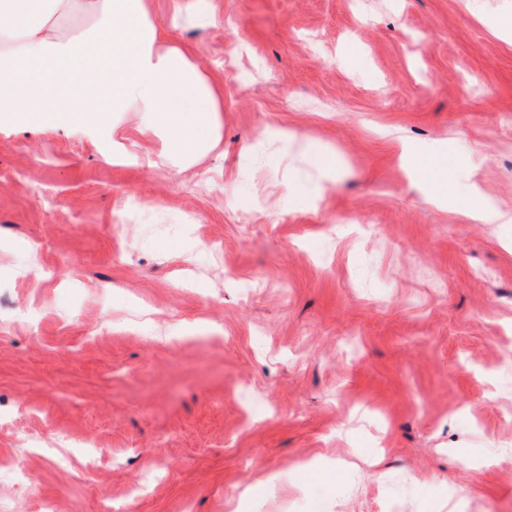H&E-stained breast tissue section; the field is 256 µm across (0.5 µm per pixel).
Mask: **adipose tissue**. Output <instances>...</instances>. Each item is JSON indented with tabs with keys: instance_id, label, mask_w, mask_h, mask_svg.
I'll return each instance as SVG.
<instances>
[{
	"instance_id": "adipose-tissue-1",
	"label": "adipose tissue",
	"mask_w": 512,
	"mask_h": 512,
	"mask_svg": "<svg viewBox=\"0 0 512 512\" xmlns=\"http://www.w3.org/2000/svg\"><path fill=\"white\" fill-rule=\"evenodd\" d=\"M175 38V27L149 22L146 0H0V124L105 130L112 113L136 112L171 153L192 160L213 138L218 94ZM401 153L426 203L460 207L479 224H512L478 187L459 199L443 157L409 144Z\"/></svg>"
}]
</instances>
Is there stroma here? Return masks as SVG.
Wrapping results in <instances>:
<instances>
[{
  "mask_svg": "<svg viewBox=\"0 0 512 512\" xmlns=\"http://www.w3.org/2000/svg\"><path fill=\"white\" fill-rule=\"evenodd\" d=\"M210 6L148 0L220 93L194 163L134 112L124 165L0 126V512H512V232L423 204L400 148L512 210V0Z\"/></svg>",
  "mask_w": 512,
  "mask_h": 512,
  "instance_id": "obj_1",
  "label": "stroma"
}]
</instances>
